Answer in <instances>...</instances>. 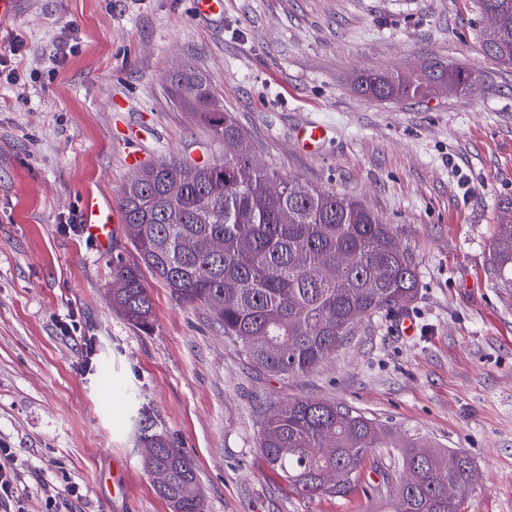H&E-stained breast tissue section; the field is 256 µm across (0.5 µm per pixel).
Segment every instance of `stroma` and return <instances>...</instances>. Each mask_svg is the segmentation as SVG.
Segmentation results:
<instances>
[{"label":"stroma","instance_id":"stroma-1","mask_svg":"<svg viewBox=\"0 0 512 512\" xmlns=\"http://www.w3.org/2000/svg\"><path fill=\"white\" fill-rule=\"evenodd\" d=\"M20 2L0 23L17 73H0V445L28 512H170L144 463L154 433L192 459L205 512L379 507L362 489L381 483L390 448L341 497L302 498L266 470L257 406L308 396L463 449L480 473L464 512H512V290L488 263L512 198V68L480 53L476 0H224L220 21L194 0ZM434 59L476 70V89L389 102L356 89L362 72ZM189 68L271 167L393 225L419 274L414 334L379 314L310 376L279 379L151 273L153 331L113 312L112 255L138 256L122 225L105 246L86 233L84 199L117 203L133 146L148 163L223 160L168 82ZM310 120L329 129L313 154L295 144ZM69 313L80 330L66 336Z\"/></svg>","mask_w":512,"mask_h":512}]
</instances>
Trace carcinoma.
I'll return each instance as SVG.
<instances>
[{"instance_id": "cac0c4a2", "label": "carcinoma", "mask_w": 512, "mask_h": 512, "mask_svg": "<svg viewBox=\"0 0 512 512\" xmlns=\"http://www.w3.org/2000/svg\"><path fill=\"white\" fill-rule=\"evenodd\" d=\"M499 26L484 29L488 57L512 65V0H477ZM470 68L430 62L419 75H361L378 101L425 98L444 83L469 90ZM180 100L231 145L220 163L164 160L139 170L119 197L124 233L140 263L112 257V310L142 331L155 324L141 268L177 302L206 309L259 373L304 377L331 359L365 319L405 308L419 276L396 230L361 201L284 176L266 165L205 77L170 76ZM490 270L512 288V199L498 206ZM259 454L298 495L344 496L374 448L399 454L382 488L386 512H461L478 482L459 448L414 438L340 404L300 397L258 407ZM146 466L171 512H204L190 459L163 436L144 438Z\"/></svg>"}]
</instances>
